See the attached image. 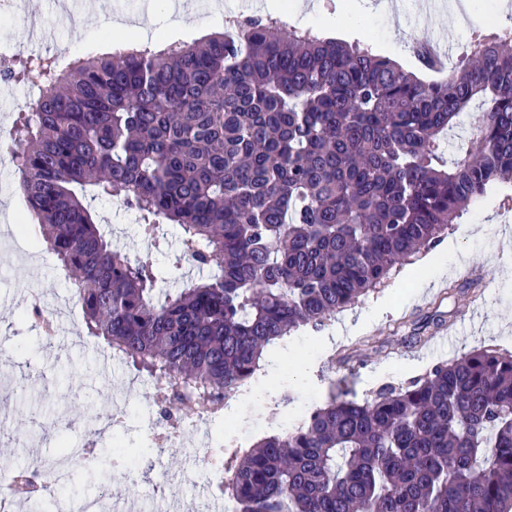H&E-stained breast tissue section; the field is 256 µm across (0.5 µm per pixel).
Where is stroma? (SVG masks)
I'll return each instance as SVG.
<instances>
[{
  "label": "stroma",
  "instance_id": "1",
  "mask_svg": "<svg viewBox=\"0 0 512 512\" xmlns=\"http://www.w3.org/2000/svg\"><path fill=\"white\" fill-rule=\"evenodd\" d=\"M318 2L325 15H345L338 40L366 44L430 80L439 74L418 61L415 40H445L458 46L475 29L493 27L512 16V0H440L433 10L421 9L417 0H400V8L389 17L378 12L382 0ZM74 10L72 0H16L14 19L0 20V48L23 46L28 54L41 56L63 48L71 59L110 52L122 36L106 35L105 28L121 16L167 31L170 41L191 43L223 31L229 13L225 7L216 12L190 9L179 20L171 15L167 0H92L81 11L82 25L63 23V14ZM8 154V147L1 146L0 227L20 224L27 211ZM91 207L111 234L113 247L130 255L145 252L131 216L110 200L92 201ZM431 254L443 272L419 276L403 267L385 287L337 314L322 331L297 334L288 351L270 357L255 386L228 400L229 420L213 425V435L228 441L238 434L251 439L270 432L272 426H288L290 417L277 405L283 385L292 390L294 407L301 410L323 402L338 386L355 399L369 398L380 386L400 385L476 346L512 351V189L488 192ZM469 272L481 276L480 291L442 299V311L452 315L454 335L444 343L436 331L420 349L406 346L403 339L413 335L415 320L441 298L450 282ZM35 283L48 300L61 302L73 296L53 254L31 235L24 252L0 250V379L9 382L0 389V414L7 420L6 431L0 433V463L19 468L54 455L62 439L74 446L104 447V439L80 434L77 423L88 412L108 410L117 395L125 400L133 423L123 441L143 447L136 425L159 404L155 392L143 387L146 375L116 363L111 377L102 378L97 342L86 336L82 320L52 335L26 320ZM209 454L195 440L155 455L154 472L168 486L167 496L158 502L151 501L146 484L113 465L104 499L140 505L141 512H177L175 500L198 502L207 497V489L194 484L193 476L198 461Z\"/></svg>",
  "mask_w": 512,
  "mask_h": 512
}]
</instances>
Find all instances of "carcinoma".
Masks as SVG:
<instances>
[{"instance_id": "obj_1", "label": "carcinoma", "mask_w": 512, "mask_h": 512, "mask_svg": "<svg viewBox=\"0 0 512 512\" xmlns=\"http://www.w3.org/2000/svg\"><path fill=\"white\" fill-rule=\"evenodd\" d=\"M285 28L251 17L200 44L11 68L39 79L10 136L31 231L74 277L87 335L166 380L173 428V409L223 412L270 351L512 183V27L476 32L440 80ZM476 103L473 138L445 155ZM88 199L119 200L153 250L112 249ZM163 224L206 276L161 287ZM215 464L234 512H512V352L483 346L362 402L333 391Z\"/></svg>"}]
</instances>
